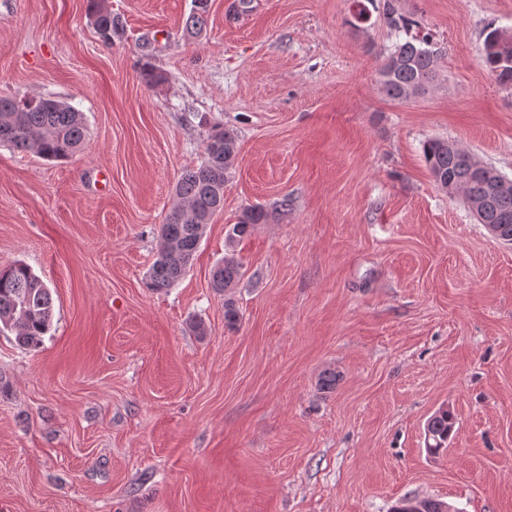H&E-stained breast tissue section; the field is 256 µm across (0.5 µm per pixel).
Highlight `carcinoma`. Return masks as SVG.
<instances>
[{
	"label": "carcinoma",
	"instance_id": "1",
	"mask_svg": "<svg viewBox=\"0 0 512 512\" xmlns=\"http://www.w3.org/2000/svg\"><path fill=\"white\" fill-rule=\"evenodd\" d=\"M210 0H193V9L186 20L188 36L199 34L206 22ZM89 13L94 28L104 42H112V32L118 20L112 16L104 0H89ZM382 18L395 34L407 36L397 42L386 55L379 69L380 85L392 100L401 101L412 86L426 91L436 76L438 51L427 36L413 32L414 22L398 12L395 0H383ZM512 57V33L491 29L484 41V63L488 73L501 83L512 82V65L502 62ZM86 124L83 114L73 106L57 100L17 101L0 97V144L22 151H31L47 161L67 159L83 146ZM425 165L439 186L458 184L469 196L478 200L486 186L501 177L487 164H478L474 156L444 139L424 142ZM239 149L234 132L222 127L210 134L201 163L182 174L175 187L177 198L189 215L181 217L171 209L165 224L160 226L162 242L172 244L166 254H157L146 276L147 287L160 291L172 287L190 267L203 237L200 226L209 224L213 215L224 206V183L235 169ZM267 221L260 206L244 209L237 222L227 231L226 240L232 246L247 237L252 227ZM480 223L500 236L512 239V193L501 197L483 211ZM243 276V265L234 259H224L213 273L212 287L224 294V322L233 329L240 320L239 310L231 291ZM54 314L50 289L33 270L22 263L0 269V328L15 334L17 344L36 349L49 332ZM456 417L446 406L438 408L425 423V448L438 455L448 448L455 431ZM445 502L404 497L391 512H449Z\"/></svg>",
	"mask_w": 512,
	"mask_h": 512
}]
</instances>
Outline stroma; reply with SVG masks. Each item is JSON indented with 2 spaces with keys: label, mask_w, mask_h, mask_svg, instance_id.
Returning a JSON list of instances; mask_svg holds the SVG:
<instances>
[{
  "label": "stroma",
  "mask_w": 512,
  "mask_h": 512,
  "mask_svg": "<svg viewBox=\"0 0 512 512\" xmlns=\"http://www.w3.org/2000/svg\"><path fill=\"white\" fill-rule=\"evenodd\" d=\"M106 4L108 43L88 0H0V96L87 125L62 161L0 144V267H31L54 305L40 348L0 332V512H512V244L422 155L446 139L512 179V84L483 60L512 0H396L439 51L402 102L379 83L380 0L362 23L355 0H210L191 41L192 0ZM217 127L238 134L224 208L152 291L175 186ZM251 205L267 223L227 247ZM227 257L246 270L235 330L212 286ZM442 406L457 423L434 457ZM103 0H89V13L94 19V28L104 42H111L112 32L118 29V20L105 6ZM456 417L452 410L442 406L425 423V448L432 455H439L448 448V441L455 431ZM450 509V505L445 502L404 497L392 506L391 512H449Z\"/></svg>",
  "instance_id": "1"
}]
</instances>
